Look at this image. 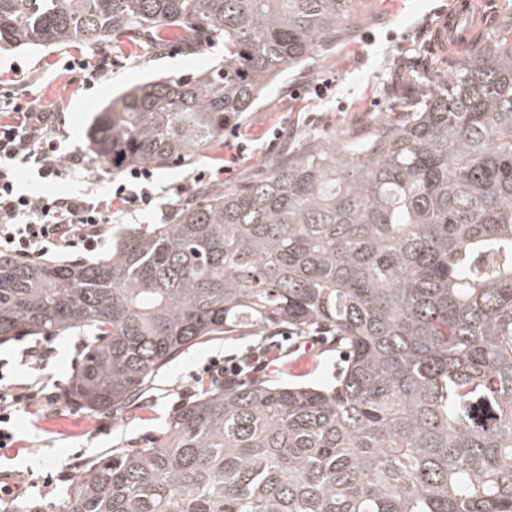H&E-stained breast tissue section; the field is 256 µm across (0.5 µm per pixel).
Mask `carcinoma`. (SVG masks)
<instances>
[{
  "label": "carcinoma",
  "mask_w": 512,
  "mask_h": 512,
  "mask_svg": "<svg viewBox=\"0 0 512 512\" xmlns=\"http://www.w3.org/2000/svg\"><path fill=\"white\" fill-rule=\"evenodd\" d=\"M352 0H0V47H94L177 27L224 64L113 100L106 166L187 162ZM418 106L354 145L204 190L92 260L0 255V341L86 336L68 404H128L185 350L242 330L332 333L328 384L212 385L163 442L78 474L62 512H512V40L476 37Z\"/></svg>",
  "instance_id": "cac0c4a2"
}]
</instances>
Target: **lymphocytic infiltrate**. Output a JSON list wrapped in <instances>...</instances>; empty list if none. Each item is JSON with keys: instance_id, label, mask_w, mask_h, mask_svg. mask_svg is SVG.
<instances>
[{"instance_id": "lymphocytic-infiltrate-1", "label": "lymphocytic infiltrate", "mask_w": 512, "mask_h": 512, "mask_svg": "<svg viewBox=\"0 0 512 512\" xmlns=\"http://www.w3.org/2000/svg\"><path fill=\"white\" fill-rule=\"evenodd\" d=\"M49 122L39 99L0 101V254L37 259L52 249L101 250L111 234L114 201L132 211L150 207L156 199L154 173L147 166L130 167L124 182L108 193L94 195L85 190L89 170L83 156L61 152ZM26 169L37 174L43 191L21 185L20 174ZM61 180L72 182L73 190L48 193V186ZM280 350L273 343L240 360L215 358L206 372L211 383H235L266 370ZM56 402L57 395L49 391L47 382L35 377L15 383L8 361L0 359V447L13 441L18 411Z\"/></svg>"}]
</instances>
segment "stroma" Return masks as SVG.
Wrapping results in <instances>:
<instances>
[{"label":"stroma","mask_w":512,"mask_h":512,"mask_svg":"<svg viewBox=\"0 0 512 512\" xmlns=\"http://www.w3.org/2000/svg\"><path fill=\"white\" fill-rule=\"evenodd\" d=\"M448 2L353 0L335 40L284 72L255 111L225 129L223 139L187 163L155 168L160 195L154 210L122 215V223H165L167 213L183 200L178 187L193 184L198 172H205L206 185L237 189L303 150L357 142L379 122L400 120L401 106L425 95L429 79L450 67L451 51L432 46L437 13ZM223 61V44L186 46L176 28L169 30L164 44L152 47L127 42L0 49V95L38 97L60 119L62 147L85 154L90 126L110 98L154 76L198 77ZM326 79L330 90L315 96V85ZM281 128L286 136L276 137ZM268 340V334L251 330L196 345L162 369L136 402L107 415L93 417L64 403L49 411H21L13 444L0 447V470L18 475L26 485L21 505L56 501L66 495L74 475L101 457L160 444L169 416L199 393V378L211 357L238 356ZM278 341L288 355L271 380L318 383L334 372L338 354L320 331L292 330ZM34 345L51 349L48 364L41 369L17 366L16 379L24 382L39 374L50 391L63 393L81 354V338L19 336L0 343V356L13 358ZM48 475L53 483L46 487L42 480Z\"/></svg>","instance_id":"obj_1"}]
</instances>
